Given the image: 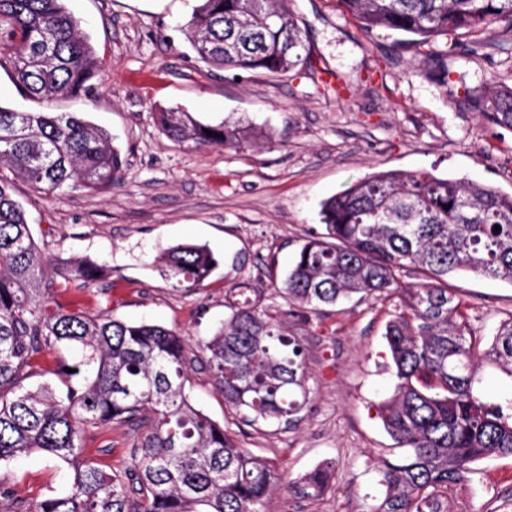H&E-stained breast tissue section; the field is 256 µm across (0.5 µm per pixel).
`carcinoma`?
Segmentation results:
<instances>
[{"mask_svg":"<svg viewBox=\"0 0 512 512\" xmlns=\"http://www.w3.org/2000/svg\"><path fill=\"white\" fill-rule=\"evenodd\" d=\"M339 2L368 31L418 37L426 50L415 73L440 85L448 84L457 31L505 21L512 32V0ZM188 40L196 58L219 71L279 74L297 67L305 49L288 0H198ZM5 64L20 93L41 100L90 93L102 67L65 0H0ZM487 86L491 101L481 112L512 130V88H499L495 77ZM155 121L194 147L236 148L259 135L174 109L156 112ZM125 167L114 138L76 112L0 105V466L41 453L72 471L67 494L32 504L0 484V512H263L274 467L191 403L184 336L49 304L58 281L82 288L110 270L91 259H50L13 196V178L46 195L100 192L120 185ZM320 215L326 234L305 240L279 289L287 309L273 313L242 293L199 344L207 366L242 420L293 428L308 403L309 367L288 318L355 296L397 300L384 333L394 393L382 420L401 453L377 465L384 497L370 512H449L448 489L475 463L512 457V388L495 397L481 389L486 363L512 378V317L483 349L448 288V278L468 271L512 285V194L430 172L383 171L323 201ZM157 263L173 289L189 293L216 259L204 245L181 243ZM405 269L417 279L409 288L399 280ZM58 345L80 349L55 370L66 388L32 386L48 373L44 351ZM122 424L146 432L130 448V466L110 474L84 455L81 440L89 429ZM334 471V462H322L296 492L323 495Z\"/></svg>","mask_w":512,"mask_h":512,"instance_id":"cac0c4a2","label":"carcinoma"}]
</instances>
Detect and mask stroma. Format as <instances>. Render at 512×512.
Returning a JSON list of instances; mask_svg holds the SVG:
<instances>
[{"instance_id":"35a3bbf8","label":"stroma","mask_w":512,"mask_h":512,"mask_svg":"<svg viewBox=\"0 0 512 512\" xmlns=\"http://www.w3.org/2000/svg\"><path fill=\"white\" fill-rule=\"evenodd\" d=\"M102 67L95 96L63 98L55 112H80L110 132L127 167L121 186L101 193H38L24 180L14 196L38 245L53 259L90 258L111 271L88 288L56 286L52 298L127 322L173 329L190 344L211 336L229 299L248 290L277 310L300 245L325 233L321 204L375 171H430L512 193V130L471 105L491 75L512 86L505 25L458 31L448 85L414 74L411 35L365 32L338 0H290L306 35L304 62L283 74H213L187 39L196 0H66ZM205 123L242 121L259 137L237 149L196 148L168 138L158 109ZM207 245L219 264L196 290L172 288L154 267L166 248ZM473 334L491 340L512 317V285L463 273L449 278ZM393 302L352 300L289 321L306 348L309 402L296 428L247 426L226 406L198 354L186 384L197 405L276 468L270 512H370L382 495L375 470L394 442L379 416L394 383L386 370L385 325ZM140 428L88 430L86 457L106 472L125 469ZM336 463L329 490L308 499L289 491L322 461ZM0 481L30 501L66 494L69 471L41 454L0 469ZM451 512H512V457L475 464L448 494Z\"/></svg>"}]
</instances>
